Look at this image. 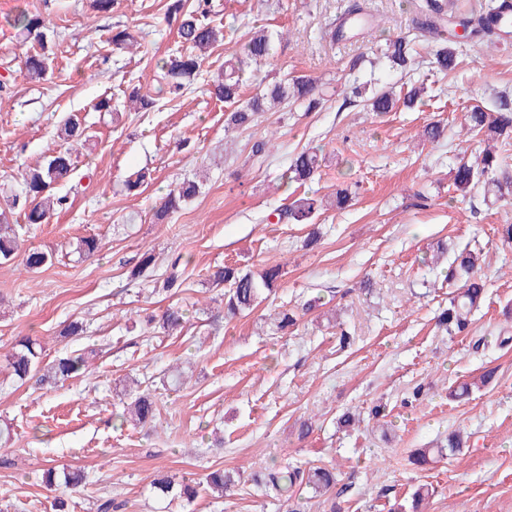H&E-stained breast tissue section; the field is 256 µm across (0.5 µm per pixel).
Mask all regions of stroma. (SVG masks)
Masks as SVG:
<instances>
[{
  "mask_svg": "<svg viewBox=\"0 0 512 512\" xmlns=\"http://www.w3.org/2000/svg\"><path fill=\"white\" fill-rule=\"evenodd\" d=\"M352 0H212L210 21L232 40L206 58L184 97L160 93L161 58L182 49L166 16L168 0H118L107 14L90 0H0V191L20 187L22 166L59 148L55 128L77 116L88 138L74 153L77 177L56 186L65 197L49 223L22 235L23 249L52 253L28 273L0 263V428L12 441L0 466V512H96L112 497L116 512H280L251 474L285 462L335 466L337 485L319 495L303 489L306 512H408L414 491L430 490L421 512H512V247L501 224H512V198H453L457 157L478 155L464 112L472 101L494 111L512 97V47L499 38L462 46L455 70L432 65L435 44L421 41L417 68L400 74L373 52L385 38L409 35L421 0H359L380 25L373 35L337 40L333 30ZM55 23L53 74L32 82L21 73L22 50L10 25L19 11ZM128 27L140 47L109 45L112 26ZM278 33L273 57L249 64L243 98L279 79L316 81L320 104L261 113L245 131L224 128L229 104L206 83L252 33ZM424 82L413 108L377 114L345 103L356 84L397 87ZM153 94L151 112L126 109V91ZM111 96L113 111L96 100ZM440 122V143L421 137ZM270 139L266 156L252 146ZM314 149L320 167L306 185L283 183L290 159ZM148 168L139 195L122 190L126 176ZM207 173L201 194L156 222L170 186ZM352 200L339 209L337 189ZM324 201L313 224H280L272 212L294 199ZM99 238L101 250L77 259V239ZM482 254L485 299L468 333L448 335L437 317L449 287L436 266L438 245ZM155 264L139 282L127 275L144 251ZM184 281L174 294L155 292L172 259ZM224 263L245 271L279 266L267 299L245 316L227 318L224 290L209 280ZM320 306L280 331L276 313L301 301ZM176 303L187 313L182 332L168 335L146 315ZM81 337H61L70 321ZM347 343H340L341 333ZM45 346L44 362L64 352L88 353L87 377L55 388L17 384L7 356L21 337ZM187 380L169 385L172 367ZM494 369L492 382L457 400L451 392ZM136 377L157 400L154 422H121L115 388ZM385 408L374 419V406ZM359 414L346 427L344 412ZM309 435H301L304 420ZM459 432V453L413 464L421 448L446 446ZM79 468L87 480L57 493L43 481L48 466ZM224 469L242 473L233 494L199 493L190 504L165 506L152 479L201 481Z\"/></svg>",
  "mask_w": 512,
  "mask_h": 512,
  "instance_id": "1",
  "label": "stroma"
}]
</instances>
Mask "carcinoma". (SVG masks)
<instances>
[{"label":"carcinoma","mask_w":512,"mask_h":512,"mask_svg":"<svg viewBox=\"0 0 512 512\" xmlns=\"http://www.w3.org/2000/svg\"><path fill=\"white\" fill-rule=\"evenodd\" d=\"M448 7L449 3L445 0H427L420 14L414 19V30L418 35L433 36L441 42V46L435 51L433 64L443 73L457 66V29H464L469 39L477 41H482L487 36L498 37L502 32L512 35V9L506 13H500L495 8L479 12L472 10L450 19ZM209 9V0H195V6L191 9L186 8L185 0H171L168 6V16L176 20L177 33L185 49L177 55L160 59L157 68L163 74L166 93L174 99L182 97L190 78L200 73L208 52L227 39L223 28L207 22ZM12 26L22 42L31 43L23 59L26 76L32 81L45 79L50 60L48 43L50 32L54 28L42 14L29 11L16 14L12 19ZM109 43L118 49L139 46L137 38L131 32L119 28L111 31ZM273 44V33L265 29L255 32L244 45V56H233L225 61L224 69L210 80L207 88L210 97L236 105V109L229 112L225 119L227 129H248L257 120L258 114L266 111V105L271 103L294 105L306 101L310 107L316 103V86L312 80L304 77H293L289 82H277L252 99L240 101L244 64L269 58ZM414 52V40L407 37L387 40L385 49L382 50L391 66L402 71L412 65ZM352 95L363 98L365 106L379 114L391 111L398 101L396 94L390 90L376 92L365 98L362 90L355 87ZM128 102L135 108L146 111L155 106V98L141 93L136 87L128 94ZM466 119L472 136L480 138L487 146L474 160L462 161L454 168V191L463 198L479 190L483 195L497 200L512 196V173L509 172L505 160L493 149L494 142L512 139V102H500L497 112H487L475 105L467 113ZM56 137L67 144V147L54 149L40 163L25 167L20 174L21 191L7 196L6 206L0 210V262H9L20 253V235L23 229L32 230L47 223L56 206L63 202V198L56 196L53 189L71 179L75 170L71 146L83 142L86 130L76 118L69 116L58 125ZM318 168L317 153L302 151L291 158L281 178L303 185L313 179ZM148 177L150 173L144 169L129 175L124 181L125 193L138 194ZM202 188L201 181L185 178L166 194L155 212L156 220L165 221L170 214L197 198L202 193ZM14 210L23 214L25 224H11L7 221L6 212ZM319 210L317 199L301 197L290 207L278 210L276 217L280 223L286 221L306 224ZM99 248V239L88 236L78 241L75 252L79 258L85 259L95 255ZM49 261V254L37 249L24 252L22 257L23 267L31 272L42 269ZM278 278L277 266L267 267L254 274L244 273L232 264L219 267L210 275L213 285L229 286L224 293V308L232 317L251 312L258 305L262 294L274 288ZM445 278L448 284H456L458 288L456 294L450 298V306L438 316V324L448 334L456 335L468 329L471 313L479 306L485 293L476 252L467 247L458 251L448 264ZM153 323L167 333L180 332L187 323V316L182 307L172 304L160 319L152 316L147 319V324ZM85 363L84 356L71 353L44 366L42 346L38 340L29 336L16 341L9 354L12 375L22 385L33 378L38 384L49 386L78 378L85 373ZM120 404L123 407V418H130L141 424L152 421L156 415V403L144 391L133 388L124 390ZM84 481V472L78 469L64 468L58 471L49 467L45 472L47 485L66 491L77 490ZM252 481L259 484L266 496L281 502L285 512H304L297 489L306 486L317 493L332 490L336 486V468L304 469L292 464L272 466L253 474ZM238 482L240 479L224 470L210 472L205 477L206 486L220 497ZM152 485L163 497L171 495L189 501L196 495L195 488L187 483L182 484L179 491H174V485L165 476L153 479Z\"/></svg>","instance_id":"carcinoma-1"}]
</instances>
